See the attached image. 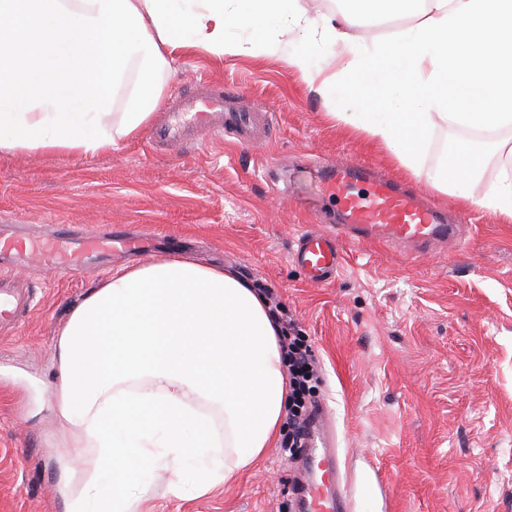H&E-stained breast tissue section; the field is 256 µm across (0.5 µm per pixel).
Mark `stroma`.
<instances>
[{
    "mask_svg": "<svg viewBox=\"0 0 512 512\" xmlns=\"http://www.w3.org/2000/svg\"><path fill=\"white\" fill-rule=\"evenodd\" d=\"M275 110L270 141L249 147L151 148L147 132L95 157L0 153V225L41 237L125 225L155 255L231 268L270 289L308 341L346 465L354 512H512V223L417 184L388 151L332 120L281 60L217 61L186 51L158 76L161 100L197 79ZM477 136L439 126L426 166ZM349 158L462 215L458 242L427 254L349 245L325 284L291 254L301 234L337 218L323 166ZM117 256L74 276L11 265L35 308L0 335V512H63L55 424L44 407L53 348L72 310L126 266ZM298 458L273 447L236 481L198 497L158 486L140 512H299Z\"/></svg>",
    "mask_w": 512,
    "mask_h": 512,
    "instance_id": "obj_1",
    "label": "stroma"
}]
</instances>
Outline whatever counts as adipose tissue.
Wrapping results in <instances>:
<instances>
[{"label": "adipose tissue", "mask_w": 512, "mask_h": 512, "mask_svg": "<svg viewBox=\"0 0 512 512\" xmlns=\"http://www.w3.org/2000/svg\"><path fill=\"white\" fill-rule=\"evenodd\" d=\"M0 0V153L96 156L135 138L168 57H280L329 116L418 182L512 223V0ZM407 24L369 40V19ZM335 62L334 77L323 65ZM125 110L111 104L128 72ZM492 133L495 184L425 166L438 123ZM47 409L64 512H139L158 484L201 496L251 469L288 406L280 328L234 271L161 256L122 267L71 313ZM93 453L78 471L74 449Z\"/></svg>", "instance_id": "obj_1"}]
</instances>
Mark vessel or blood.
Instances as JSON below:
<instances>
[{"label":"vessel or blood","mask_w":512,"mask_h":512,"mask_svg":"<svg viewBox=\"0 0 512 512\" xmlns=\"http://www.w3.org/2000/svg\"><path fill=\"white\" fill-rule=\"evenodd\" d=\"M272 129L268 109L241 110L223 87L202 80L176 97L164 122L154 128L152 139L159 147L180 148L198 144L203 135L217 140L230 136L242 146L266 140ZM326 183L340 221L330 232L301 235L292 253L293 261L314 282L335 277L347 242L376 241L427 249L457 235V225L449 223L445 213L423 204L417 195L399 189L390 180L372 175L363 164L339 162L327 166ZM117 247L134 254L142 249L139 240L120 232L74 235L62 226L38 240L0 238V252L35 256L48 271L57 274L82 272L91 258L111 255ZM32 304L27 289L0 286V331L6 333L19 325L30 315ZM299 453L319 475L308 489L303 512H353V501L342 486L341 461L329 412H322L313 424Z\"/></svg>","instance_id":"b4317fda"}]
</instances>
